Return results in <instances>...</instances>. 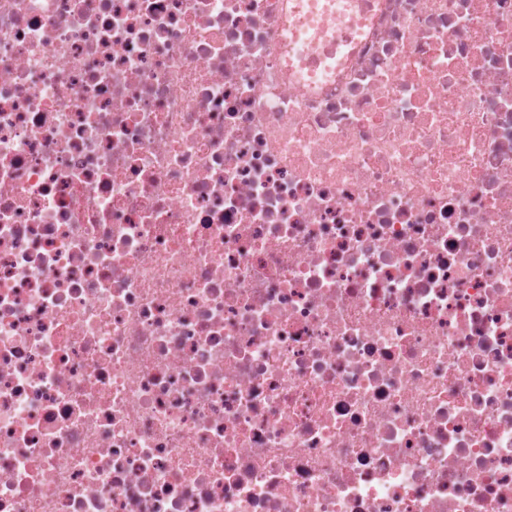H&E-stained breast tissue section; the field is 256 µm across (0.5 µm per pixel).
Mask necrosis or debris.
Segmentation results:
<instances>
[{
    "label": "necrosis or debris",
    "mask_w": 512,
    "mask_h": 512,
    "mask_svg": "<svg viewBox=\"0 0 512 512\" xmlns=\"http://www.w3.org/2000/svg\"><path fill=\"white\" fill-rule=\"evenodd\" d=\"M0 0V512H512V0Z\"/></svg>",
    "instance_id": "necrosis-or-debris-1"
}]
</instances>
